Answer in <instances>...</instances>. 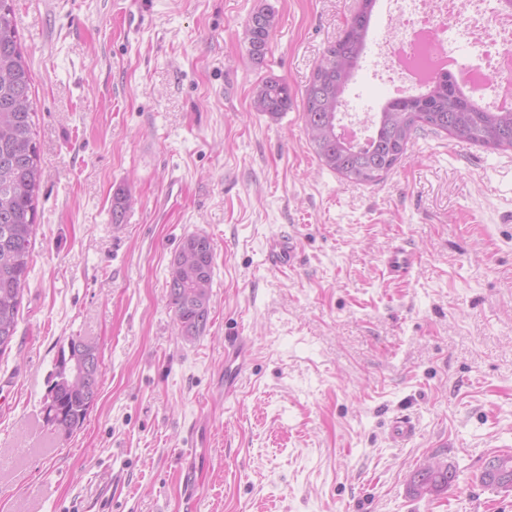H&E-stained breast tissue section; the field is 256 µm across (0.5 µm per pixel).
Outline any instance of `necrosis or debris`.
<instances>
[{"label":"necrosis or debris","instance_id":"1","mask_svg":"<svg viewBox=\"0 0 512 512\" xmlns=\"http://www.w3.org/2000/svg\"><path fill=\"white\" fill-rule=\"evenodd\" d=\"M491 0H468L470 18L457 15L456 0H397L398 19L394 39L383 42L378 62L391 78L396 92L417 85L418 71L434 77L449 65L457 64L459 46L479 50L483 63L479 70H459L460 85L484 89L500 85L504 74H512V35L502 32L512 26V17L495 12Z\"/></svg>","mask_w":512,"mask_h":512}]
</instances>
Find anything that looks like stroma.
I'll use <instances>...</instances> for the list:
<instances>
[{"label":"stroma","instance_id":"35a3bbf8","mask_svg":"<svg viewBox=\"0 0 512 512\" xmlns=\"http://www.w3.org/2000/svg\"><path fill=\"white\" fill-rule=\"evenodd\" d=\"M132 2L15 0L42 182L0 355V512H512V491L478 481L512 453V150L422 132L381 183L343 181L306 142L302 95L358 0H146L130 32ZM267 6L258 63L246 24ZM270 78L293 95L275 120L250 109ZM392 95L365 54L348 113ZM193 233L214 268L189 340L167 285ZM279 236L296 245L284 269L266 258ZM396 243L416 256L400 281L382 264ZM75 336L101 381L64 437L41 409ZM231 336L250 356L228 393ZM398 417L412 439H392ZM428 461L456 480L414 495ZM276 23L275 12L269 7L258 9L250 16L246 25V38L248 54L253 61L259 63L264 60Z\"/></svg>","mask_w":512,"mask_h":512}]
</instances>
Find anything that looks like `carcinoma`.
I'll return each instance as SVG.
<instances>
[{"label":"carcinoma","mask_w":512,"mask_h":512,"mask_svg":"<svg viewBox=\"0 0 512 512\" xmlns=\"http://www.w3.org/2000/svg\"><path fill=\"white\" fill-rule=\"evenodd\" d=\"M376 0H365L340 37L323 52L302 99V121L321 165L362 185L384 180L418 133H446L458 142L489 149L512 148V112L497 111L468 95L448 74L435 76L424 89L390 98L374 115L362 142L345 139L342 121L345 93L360 68L367 47ZM276 15L269 7L254 12L246 25L248 54L261 62L268 50ZM292 92L270 78L252 98L251 111L272 119L291 108ZM32 77L14 22L13 0H0V355L16 336L24 287L32 262L31 241L38 219L40 155L35 138ZM130 196L117 191L112 218L120 223ZM214 246L209 236H186L171 262L169 297L182 336L201 335L210 318ZM86 339L76 336L60 348L52 383L44 398V423L72 433L86 421L92 400L77 389L69 364L83 354ZM456 474L446 464L418 469L412 480L417 494L448 489ZM482 484L512 489V454L492 456L480 473Z\"/></svg>","instance_id":"obj_1"}]
</instances>
